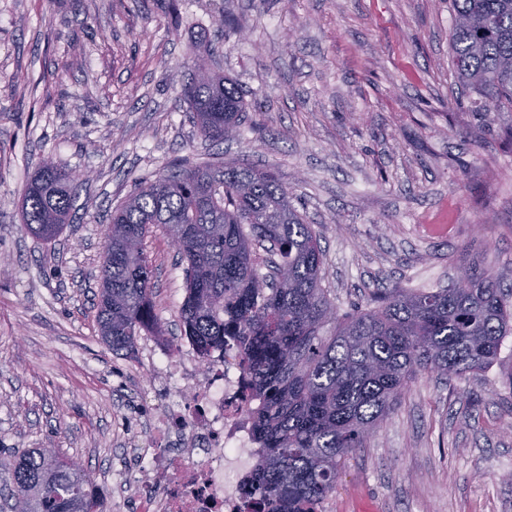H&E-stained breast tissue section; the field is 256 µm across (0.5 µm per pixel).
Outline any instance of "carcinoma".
<instances>
[{
  "label": "carcinoma",
  "mask_w": 512,
  "mask_h": 512,
  "mask_svg": "<svg viewBox=\"0 0 512 512\" xmlns=\"http://www.w3.org/2000/svg\"><path fill=\"white\" fill-rule=\"evenodd\" d=\"M452 65L483 112H512V0H451ZM182 96L199 135L222 140L240 126L239 89L201 65ZM73 173L47 158L27 182L23 223L44 240L73 223ZM185 262L183 334L204 357L233 348L259 452L248 497L255 512H324L339 469L364 447L423 372H477L512 335V288L468 265L469 287L379 288L342 315L322 285L320 235L268 170L235 162L172 166L112 209L96 323L116 355L147 332L163 335L151 301L143 243L153 229ZM270 255L261 272L258 251ZM0 482L12 512H106L92 478L52 448H29Z\"/></svg>",
  "instance_id": "cac0c4a2"
}]
</instances>
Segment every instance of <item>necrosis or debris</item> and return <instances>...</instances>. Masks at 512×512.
<instances>
[{
    "label": "necrosis or debris",
    "mask_w": 512,
    "mask_h": 512,
    "mask_svg": "<svg viewBox=\"0 0 512 512\" xmlns=\"http://www.w3.org/2000/svg\"><path fill=\"white\" fill-rule=\"evenodd\" d=\"M164 361L143 396L160 403L143 464L123 488L135 512H244L243 484L254 467L249 410L233 351L201 367L191 338L178 348L147 339L146 358Z\"/></svg>",
    "instance_id": "4bbe7bcc"
}]
</instances>
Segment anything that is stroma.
Wrapping results in <instances>:
<instances>
[{"instance_id":"obj_1","label":"stroma","mask_w":512,"mask_h":512,"mask_svg":"<svg viewBox=\"0 0 512 512\" xmlns=\"http://www.w3.org/2000/svg\"><path fill=\"white\" fill-rule=\"evenodd\" d=\"M450 0H0V476L52 448L133 474L150 430L96 323L107 216L173 164L274 171L325 249L338 312L379 288L432 291L461 264L512 285V112H479L452 68ZM243 92L238 132L193 126L187 52ZM79 177L55 240L22 223L41 159ZM152 301L181 335L184 266L145 240ZM325 512H512V335L489 367L419 376L340 470Z\"/></svg>"}]
</instances>
